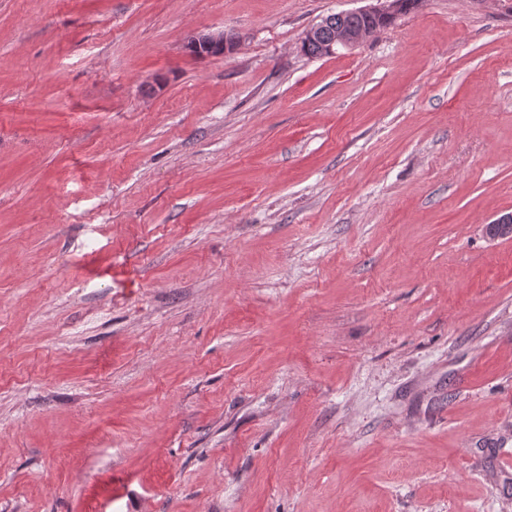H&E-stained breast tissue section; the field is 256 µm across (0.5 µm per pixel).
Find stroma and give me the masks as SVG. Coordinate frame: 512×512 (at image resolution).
Returning <instances> with one entry per match:
<instances>
[{
  "label": "stroma",
  "instance_id": "obj_1",
  "mask_svg": "<svg viewBox=\"0 0 512 512\" xmlns=\"http://www.w3.org/2000/svg\"><path fill=\"white\" fill-rule=\"evenodd\" d=\"M374 2L0 0V512H512V0ZM378 4L370 8L359 9L357 11L340 12L328 15L321 29L313 36L320 24L309 28L303 40L301 51L312 58L322 57L323 46L325 52L329 55H336L339 50H353L363 44L372 34L368 32H349L347 30L357 31L360 29H369L371 27H386L391 24L395 17L388 19H377L371 15H393L399 11L401 0H377ZM367 13V14H364ZM336 31V38L329 41ZM313 36V37H312ZM329 41V42H328ZM237 37L233 34L221 32H199L192 36L190 41L199 49H209L214 46L220 48L224 45L230 47L236 42Z\"/></svg>",
  "mask_w": 512,
  "mask_h": 512
}]
</instances>
